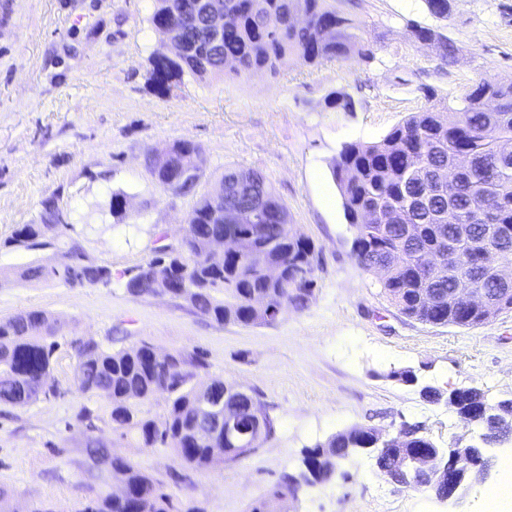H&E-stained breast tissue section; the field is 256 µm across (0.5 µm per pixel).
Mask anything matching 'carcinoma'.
Instances as JSON below:
<instances>
[{
    "label": "carcinoma",
    "mask_w": 512,
    "mask_h": 512,
    "mask_svg": "<svg viewBox=\"0 0 512 512\" xmlns=\"http://www.w3.org/2000/svg\"><path fill=\"white\" fill-rule=\"evenodd\" d=\"M191 0H153L149 22L155 29L167 26L181 30L176 57L168 47L155 50L147 80L163 95L184 76L253 77L276 74L296 59L306 65L347 56L355 47L351 19L336 10L334 0H219L224 10V33L216 36L199 15L190 10ZM415 38L433 45L445 65L456 61L457 48L442 32L417 27ZM512 148V81L485 75L476 79L461 96L431 104L397 124L383 139L345 145L333 163L344 214L354 229L352 255L372 271L383 257L395 260L380 280L381 291L405 316L426 324L470 326L481 317L462 305L448 306V291L467 280L477 267L468 250L450 249L457 240L464 215L478 200L496 215L497 223L511 231L502 257L512 262V155L498 156L500 145ZM166 164L158 166L149 152L148 171L162 192L193 196L186 218L187 228L179 247L166 255L156 254L125 283L134 295H154L164 287L188 301L201 315L218 323L257 324L256 302L275 308L274 322L291 305L302 308L308 289L316 285V271L309 277H291L297 264L318 258L315 245L288 224L286 205L276 196L266 178L255 171L226 168L215 183L198 191L200 169L206 160L194 142L187 139L167 144ZM471 156V167L458 178L455 191L435 194L430 175L446 168L455 155ZM249 174L263 187L266 220L241 224L237 230L251 236L252 247L269 267L290 274L288 280L268 278L255 269L245 255L214 258L208 244L230 231L226 211L240 206L245 196L239 177ZM55 197L43 201L39 224H23L9 244L26 250L58 247L61 228ZM413 229L407 234V229ZM446 255L433 275L423 271L427 255ZM19 278L60 280L71 286L106 283L112 270L85 260L81 249L68 248V262L61 266L38 264L19 272ZM435 293L440 303H422ZM60 327L43 310H25L0 319V405L24 406L56 391L51 382L56 336ZM78 358L75 382L84 393L112 402V428L132 434L145 448L174 449L186 464L208 470L218 462L212 448L223 447V434H211L200 405V393L224 394V381L213 378L196 386L185 370L181 353L156 356L146 344L132 350L109 352L90 342H76ZM164 391L170 401L161 421L138 417L133 400H146ZM240 410L242 422L254 424L250 407L261 405L250 392L228 393ZM371 438L361 428L338 433L325 447L306 450L303 464L316 480L330 478L339 459ZM112 469L123 475L126 493L106 494L87 512H176V506L154 480L133 463L108 458ZM295 476L286 475L269 499L253 507L266 512L272 503L293 491Z\"/></svg>",
    "instance_id": "1"
}]
</instances>
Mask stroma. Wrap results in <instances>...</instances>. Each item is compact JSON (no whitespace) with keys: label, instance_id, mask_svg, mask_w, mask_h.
Wrapping results in <instances>:
<instances>
[{"label":"stroma","instance_id":"stroma-1","mask_svg":"<svg viewBox=\"0 0 512 512\" xmlns=\"http://www.w3.org/2000/svg\"><path fill=\"white\" fill-rule=\"evenodd\" d=\"M373 54L306 65L251 79L184 78L170 96L147 82L163 38L152 0H0V318L40 309L63 330L53 357L59 392L22 407L0 406V512H82L118 479L91 457L87 435L131 460L196 512H252L284 474H300L306 449L353 428L393 431L420 424L445 448L471 439L447 400L425 397L474 387L488 400L512 399V311L475 326H440L402 315L378 277L351 253L331 165L344 145L382 139L429 100L460 95L480 75L512 78V0H451L448 19L423 0H341ZM452 39L458 61L439 67L414 26ZM354 109L333 108L330 95ZM199 145L209 186L225 167L260 172L288 207V221L319 252L316 287L304 308L269 325L220 324L184 299L134 295L126 280L149 260L158 235L179 244L192 197L162 193L144 165L155 145ZM126 194L122 220L109 211ZM56 197L71 215L64 242L110 267L112 282L71 287L21 281L18 269L63 262L62 250L9 246L17 228L41 221ZM117 351L144 344L184 353L193 382L210 378L256 394L277 423L249 455L207 471L170 448H142L113 430L109 400L78 390L73 341ZM413 370L418 381L390 379ZM286 512H443L428 489L381 474L371 450L341 460L335 475L301 485Z\"/></svg>","mask_w":512,"mask_h":512}]
</instances>
